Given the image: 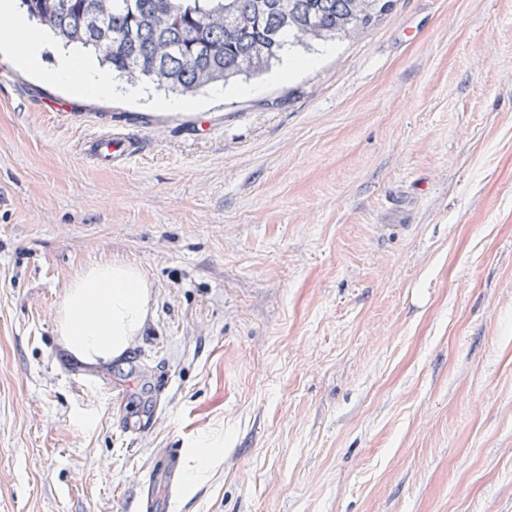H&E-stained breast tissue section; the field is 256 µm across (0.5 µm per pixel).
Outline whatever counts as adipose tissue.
<instances>
[{
    "mask_svg": "<svg viewBox=\"0 0 512 512\" xmlns=\"http://www.w3.org/2000/svg\"><path fill=\"white\" fill-rule=\"evenodd\" d=\"M15 57L28 71H39L45 54L55 61L54 77L77 96L112 97L115 87L95 56L51 48L34 33L13 0H0V54ZM151 307V291L141 269L113 261L86 268L68 288L56 320L63 349L81 363L99 366L120 358L140 336Z\"/></svg>",
    "mask_w": 512,
    "mask_h": 512,
    "instance_id": "adipose-tissue-1",
    "label": "adipose tissue"
}]
</instances>
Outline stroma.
I'll list each match as a JSON object with an SVG mask.
<instances>
[{"mask_svg": "<svg viewBox=\"0 0 512 512\" xmlns=\"http://www.w3.org/2000/svg\"><path fill=\"white\" fill-rule=\"evenodd\" d=\"M332 46L176 112L0 56V512H141L207 442L156 512H512V0ZM117 258L150 316L89 368L55 313ZM137 142L121 130H106L88 150L104 161L129 157L138 149Z\"/></svg>", "mask_w": 512, "mask_h": 512, "instance_id": "stroma-1", "label": "stroma"}]
</instances>
